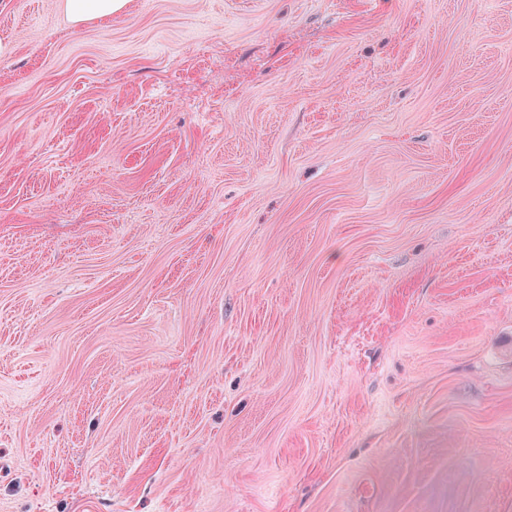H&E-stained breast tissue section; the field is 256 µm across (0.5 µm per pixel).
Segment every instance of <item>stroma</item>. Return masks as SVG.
<instances>
[{
  "instance_id": "35a3bbf8",
  "label": "stroma",
  "mask_w": 512,
  "mask_h": 512,
  "mask_svg": "<svg viewBox=\"0 0 512 512\" xmlns=\"http://www.w3.org/2000/svg\"><path fill=\"white\" fill-rule=\"evenodd\" d=\"M0 512H512V0H0ZM125 0H65V10L74 22L111 17L125 6Z\"/></svg>"
}]
</instances>
